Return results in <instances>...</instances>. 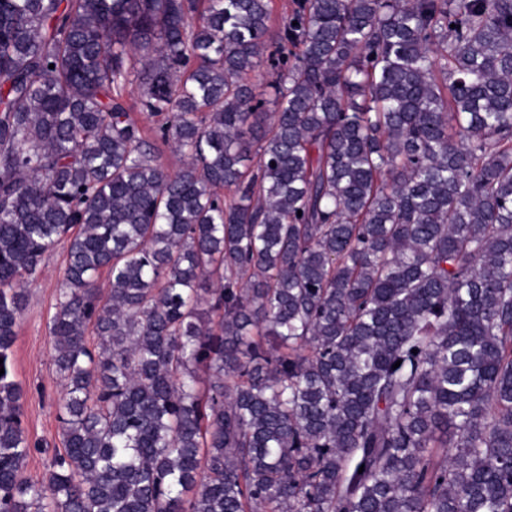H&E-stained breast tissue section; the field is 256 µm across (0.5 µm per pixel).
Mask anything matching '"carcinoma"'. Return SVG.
Wrapping results in <instances>:
<instances>
[{
	"instance_id": "1",
	"label": "carcinoma",
	"mask_w": 512,
	"mask_h": 512,
	"mask_svg": "<svg viewBox=\"0 0 512 512\" xmlns=\"http://www.w3.org/2000/svg\"><path fill=\"white\" fill-rule=\"evenodd\" d=\"M0 358V512H512V0H0ZM65 263L63 243L44 256L42 273L26 286V310L13 347L16 380L26 391L23 426L33 441L51 444L49 453L34 451L28 458L25 475L32 479L46 471L51 449L62 448L57 410L62 384L53 360L49 325L62 288Z\"/></svg>"
}]
</instances>
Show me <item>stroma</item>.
I'll return each instance as SVG.
<instances>
[{"instance_id":"1","label":"stroma","mask_w":512,"mask_h":512,"mask_svg":"<svg viewBox=\"0 0 512 512\" xmlns=\"http://www.w3.org/2000/svg\"><path fill=\"white\" fill-rule=\"evenodd\" d=\"M65 263V245H58L44 256L42 273L26 286V310L13 347L14 373L26 392L23 426L31 439L55 448L61 445L57 403L62 384L53 360L49 325Z\"/></svg>"}]
</instances>
